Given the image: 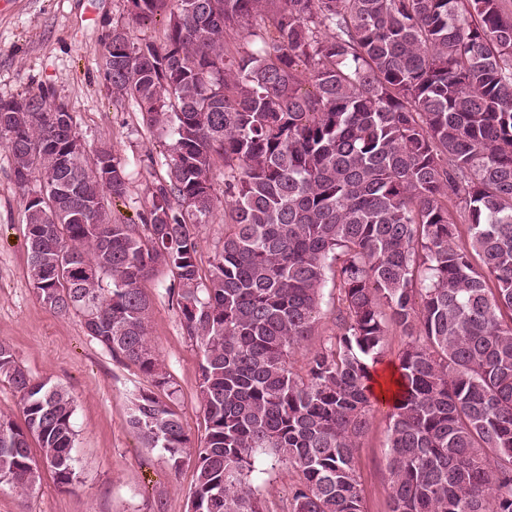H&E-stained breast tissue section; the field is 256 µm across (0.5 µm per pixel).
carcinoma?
<instances>
[{"mask_svg": "<svg viewBox=\"0 0 512 512\" xmlns=\"http://www.w3.org/2000/svg\"><path fill=\"white\" fill-rule=\"evenodd\" d=\"M172 2L160 45L114 28L101 56L116 101L169 137L166 176L140 214L109 147H76L49 89L0 99L24 197L29 272L42 304L80 315L150 387L128 424L171 469L195 463L188 512H269L252 486L271 462L300 473L287 512H364L358 443L392 331L405 338L389 421L391 512H512V10L506 0H128L146 21ZM259 18L236 41L244 19ZM224 240L200 275L196 228L215 208ZM111 162L105 180L85 173ZM102 198L105 205L87 202ZM463 205L459 238L448 204ZM95 267L86 282L73 257ZM176 274L181 326L202 352L205 436L155 394L173 382L149 340L140 283ZM333 333L288 357L320 319L327 271ZM24 424L0 419V483L34 490L41 468L72 483L74 401L0 343V379ZM40 445L35 457L29 439Z\"/></svg>", "mask_w": 512, "mask_h": 512, "instance_id": "cac0c4a2", "label": "carcinoma"}]
</instances>
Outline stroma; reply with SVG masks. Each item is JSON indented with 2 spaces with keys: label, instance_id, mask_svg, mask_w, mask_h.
<instances>
[{
  "label": "stroma",
  "instance_id": "stroma-1",
  "mask_svg": "<svg viewBox=\"0 0 512 512\" xmlns=\"http://www.w3.org/2000/svg\"><path fill=\"white\" fill-rule=\"evenodd\" d=\"M166 16L132 19L127 0H8L0 6V98H17L51 88L72 113L88 149L108 145L125 169L128 192L112 205L115 215L135 223L148 206L153 183L165 175L158 136L143 124L133 103L106 94L99 67L103 40L113 28L126 29L140 42L162 43ZM216 207L199 225L198 262H209L224 238V164L212 175ZM25 200L14 182L11 157L0 145V342L38 380L64 387L75 405L72 484L59 486L51 472L28 495L0 483V512H187L195 481L193 462L171 470L165 455L143 448L127 424L132 395L148 381L133 363L116 359L89 336L79 315H61L38 299L28 277ZM170 270L155 271L140 287L151 303L150 341L171 375L174 395L160 393L177 411L193 443L205 435L197 398L199 348L184 335L169 289ZM390 404L376 402L360 440L357 472L365 512H390L391 476L387 465ZM300 476L284 464L260 476L255 485L270 512H281Z\"/></svg>",
  "mask_w": 512,
  "mask_h": 512
}]
</instances>
